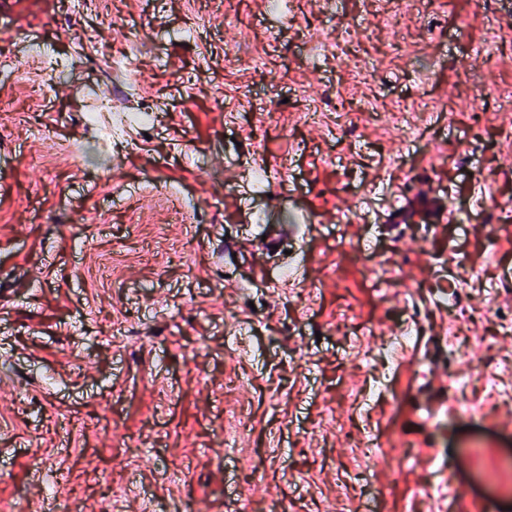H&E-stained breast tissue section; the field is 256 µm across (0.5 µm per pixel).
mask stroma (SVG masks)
<instances>
[{
  "instance_id": "obj_1",
  "label": "stroma",
  "mask_w": 512,
  "mask_h": 512,
  "mask_svg": "<svg viewBox=\"0 0 512 512\" xmlns=\"http://www.w3.org/2000/svg\"><path fill=\"white\" fill-rule=\"evenodd\" d=\"M268 2L0 0V512H512V0ZM83 32L164 103L120 149L27 53Z\"/></svg>"
}]
</instances>
